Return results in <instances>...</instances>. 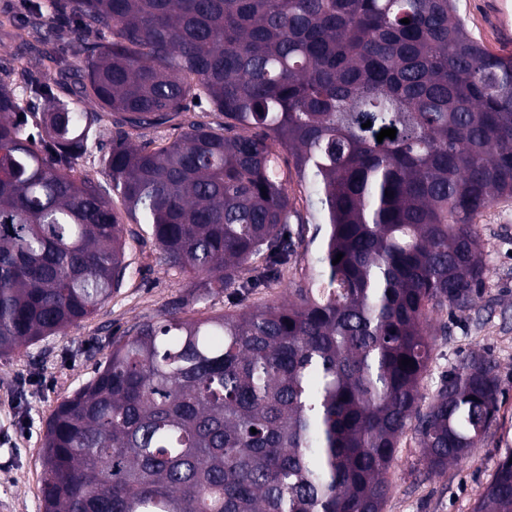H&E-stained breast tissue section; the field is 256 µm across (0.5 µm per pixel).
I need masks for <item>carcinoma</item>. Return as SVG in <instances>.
<instances>
[{
  "label": "carcinoma",
  "instance_id": "obj_1",
  "mask_svg": "<svg viewBox=\"0 0 512 512\" xmlns=\"http://www.w3.org/2000/svg\"><path fill=\"white\" fill-rule=\"evenodd\" d=\"M18 26L37 37L0 69V354L112 297L129 224L240 305L190 318L181 297L112 344L47 424L43 512H383L406 432L427 474L469 458L496 363L466 357L423 413L420 382L430 314L482 294L477 220L512 200V56L456 0H28ZM95 150L104 183L77 168ZM295 179L326 225L315 264L247 305L305 242ZM475 512H512L511 452ZM488 1L492 0H457L460 14L464 17L468 30L490 52L498 55L511 53L512 47L498 41L495 27L488 12Z\"/></svg>",
  "mask_w": 512,
  "mask_h": 512
}]
</instances>
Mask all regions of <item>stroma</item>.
Here are the masks:
<instances>
[{
    "label": "stroma",
    "instance_id": "obj_1",
    "mask_svg": "<svg viewBox=\"0 0 512 512\" xmlns=\"http://www.w3.org/2000/svg\"><path fill=\"white\" fill-rule=\"evenodd\" d=\"M457 2L485 48L498 55L512 49L497 39L488 0ZM479 232L488 268L484 294L471 312L431 315L435 346L419 406L427 408V396L466 355L480 352L499 366V411L466 462L429 475L417 439L406 433L383 512H474L500 460L512 451V201L486 209ZM125 254L132 274L95 314L0 357V512H42V445L57 406L93 378L118 337L134 324L161 318L188 290V278L168 269L151 241L127 238Z\"/></svg>",
    "mask_w": 512,
    "mask_h": 512
}]
</instances>
